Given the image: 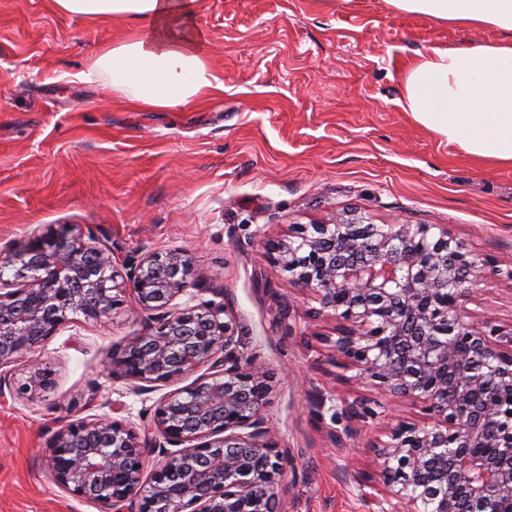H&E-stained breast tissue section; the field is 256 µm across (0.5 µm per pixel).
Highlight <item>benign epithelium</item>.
Here are the masks:
<instances>
[{"instance_id":"benign-epithelium-1","label":"benign epithelium","mask_w":512,"mask_h":512,"mask_svg":"<svg viewBox=\"0 0 512 512\" xmlns=\"http://www.w3.org/2000/svg\"><path fill=\"white\" fill-rule=\"evenodd\" d=\"M274 263L337 321L319 341L348 383L419 404L420 419L371 443L378 480L369 512H512V324L478 325L470 285L502 270L430 224L303 225L272 246ZM9 270L12 276L4 277ZM207 279L182 249L124 260L95 237L60 224L0 252V369L20 397L54 388L55 373L26 356L74 316L104 321L135 294L149 331L112 351L110 373L134 392L201 373L165 394L137 427L77 418L46 448L54 480L108 512H280L283 455L262 415L270 376L238 350L233 322L214 302L176 300ZM348 417L386 416L377 400ZM163 452L144 478L149 450Z\"/></svg>"}]
</instances>
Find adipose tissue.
<instances>
[{
  "instance_id": "obj_1",
  "label": "adipose tissue",
  "mask_w": 512,
  "mask_h": 512,
  "mask_svg": "<svg viewBox=\"0 0 512 512\" xmlns=\"http://www.w3.org/2000/svg\"><path fill=\"white\" fill-rule=\"evenodd\" d=\"M397 11L438 21L509 32L477 47L434 48L403 70L400 106L457 144L464 155L512 163V0H388ZM62 13L90 21L122 20L134 27L126 42L94 63L112 86L146 108L190 104L224 84L203 55L193 18L200 0H50Z\"/></svg>"
}]
</instances>
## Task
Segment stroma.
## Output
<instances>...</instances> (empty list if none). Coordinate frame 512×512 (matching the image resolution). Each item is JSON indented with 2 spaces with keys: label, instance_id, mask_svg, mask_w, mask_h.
Returning <instances> with one entry per match:
<instances>
[{
  "label": "stroma",
  "instance_id": "stroma-1",
  "mask_svg": "<svg viewBox=\"0 0 512 512\" xmlns=\"http://www.w3.org/2000/svg\"><path fill=\"white\" fill-rule=\"evenodd\" d=\"M195 25L223 90L177 109L135 107L81 80L125 42L48 0H0V251L74 224L122 257L182 248L207 274L240 349L274 381L263 415L283 460V512H367L362 452L377 421L342 414L372 396L336 377L319 342L335 320L274 267L268 246L355 210L375 224H438L512 264V165L465 158L400 106L401 70L432 48L502 40L395 10L387 0H200ZM132 292L110 321L75 317L35 352L43 397L0 388V512H101L54 481L42 450L69 419L141 425L163 389L110 378L114 347L148 329ZM473 319L512 324V291L474 286Z\"/></svg>",
  "mask_w": 512,
  "mask_h": 512
}]
</instances>
